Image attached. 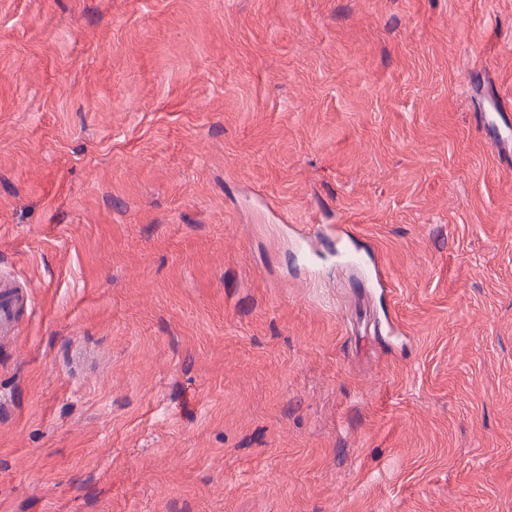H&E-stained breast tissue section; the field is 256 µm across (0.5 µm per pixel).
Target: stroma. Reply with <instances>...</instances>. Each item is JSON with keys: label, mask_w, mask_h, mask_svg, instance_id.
<instances>
[{"label": "stroma", "mask_w": 512, "mask_h": 512, "mask_svg": "<svg viewBox=\"0 0 512 512\" xmlns=\"http://www.w3.org/2000/svg\"><path fill=\"white\" fill-rule=\"evenodd\" d=\"M494 93L512 0H0V512H512ZM25 303L23 291L0 273V338L16 334L19 311Z\"/></svg>", "instance_id": "obj_1"}]
</instances>
